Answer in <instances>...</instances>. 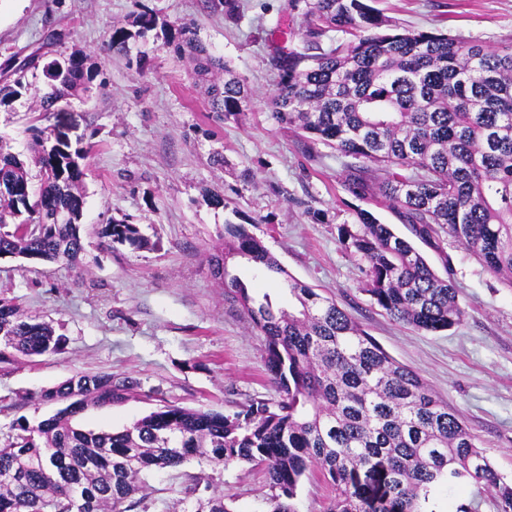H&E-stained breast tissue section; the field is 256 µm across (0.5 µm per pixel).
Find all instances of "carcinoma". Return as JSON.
<instances>
[{
    "label": "carcinoma",
    "mask_w": 512,
    "mask_h": 512,
    "mask_svg": "<svg viewBox=\"0 0 512 512\" xmlns=\"http://www.w3.org/2000/svg\"><path fill=\"white\" fill-rule=\"evenodd\" d=\"M309 15L306 36L336 31L353 39L279 57L277 122L351 158L344 187L353 196H382L414 238L435 248L442 231L512 286V42L399 30L370 0H312ZM164 47L176 58L194 54L195 74L224 118L250 102L244 81L190 28L165 34ZM24 69L0 88V103L22 95ZM42 71L40 112L92 88L94 74L75 53L44 62ZM33 138L30 156L0 141V256L78 268L85 153L39 127ZM102 234L144 245L135 224H107ZM339 238L360 258L364 291L391 318L424 332L462 323L448 278L371 211L357 210ZM210 262L224 296L262 336L279 397L254 398L228 415L163 405L121 431L94 432L75 422L85 404L119 401L133 383L76 374L43 391L60 405L51 417L17 422L0 448V512H147L137 497L146 476L192 458L214 469H260L263 512H297L298 488L313 475L331 490L324 512H436L441 486L492 493L498 512H512V482L458 414L336 300L288 275L246 225L224 224V248ZM234 262L283 276L292 304L276 308L268 294L250 292L230 274ZM64 343L52 324L0 299V363L56 353ZM189 481L191 512H233L223 492L198 476Z\"/></svg>",
    "instance_id": "1"
}]
</instances>
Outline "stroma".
Wrapping results in <instances>:
<instances>
[{
  "label": "stroma",
  "mask_w": 512,
  "mask_h": 512,
  "mask_svg": "<svg viewBox=\"0 0 512 512\" xmlns=\"http://www.w3.org/2000/svg\"><path fill=\"white\" fill-rule=\"evenodd\" d=\"M400 29H437L490 45L512 42V0H373ZM307 7L288 0H0V62L76 53L96 69L90 95L39 119L41 68H28L21 97L0 105V141L29 154L32 126L60 130L86 151L83 266L0 258V297L51 321L62 351L0 363V447L17 420L53 415L42 391L78 373H109L137 386L121 401L89 406L79 424L118 431L163 405L231 414L250 399L277 398L264 342L224 296L209 265L224 224L250 225L288 274L336 299L396 361L425 379L457 412L492 465L512 479V285L448 235L424 254L447 274L465 311L461 325L426 333L391 320L362 289L360 259L338 227L358 209L404 233L385 203L344 188L345 157L279 125L270 101L275 63L304 51ZM155 29L108 48L113 30L141 13ZM191 27L245 80L251 99L238 120L212 108L191 58L163 47L165 30ZM223 195L214 205L211 194ZM137 225L145 246L111 243L102 228ZM223 491L235 512H262L263 474L246 464L211 469L190 460L150 476L148 512H174L187 475Z\"/></svg>",
  "instance_id": "1"
}]
</instances>
